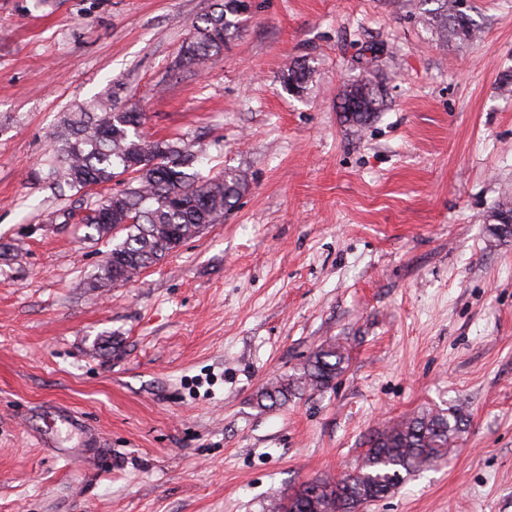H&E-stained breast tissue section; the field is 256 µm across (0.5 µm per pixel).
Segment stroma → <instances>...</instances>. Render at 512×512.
I'll use <instances>...</instances> for the list:
<instances>
[{"mask_svg": "<svg viewBox=\"0 0 512 512\" xmlns=\"http://www.w3.org/2000/svg\"><path fill=\"white\" fill-rule=\"evenodd\" d=\"M215 0H0V512H263L352 470L368 437L462 409L446 456L364 512H512V0H251L204 67ZM309 69L303 93L283 70ZM379 85L361 130L343 87ZM137 107L247 188L125 285L78 218L103 187L45 178L65 115ZM335 385L255 395L323 344ZM241 0H218L216 7L194 24V35L185 48V58L193 64H203L224 50L247 20L241 16ZM462 0H445L444 9L435 15L441 35L448 41L451 39H466L473 37L475 29L466 14L459 9Z\"/></svg>", "mask_w": 512, "mask_h": 512, "instance_id": "35a3bbf8", "label": "stroma"}]
</instances>
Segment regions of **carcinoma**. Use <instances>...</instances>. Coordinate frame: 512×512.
Wrapping results in <instances>:
<instances>
[{"mask_svg": "<svg viewBox=\"0 0 512 512\" xmlns=\"http://www.w3.org/2000/svg\"><path fill=\"white\" fill-rule=\"evenodd\" d=\"M460 0H444L435 15L445 38L470 39L475 29L459 9ZM242 0H217L216 7L194 24L185 58L203 64L224 50L241 29ZM307 70L290 67L282 75L289 91L301 92ZM379 86L367 81L342 89L340 109L344 121L366 126L381 111ZM142 114L134 109L115 110L101 102L95 112L66 117L53 133V159L48 178L58 187L81 191L112 182L124 188L101 197L87 208L81 223L100 240L119 225L122 239L112 245L100 271L86 287L103 290L125 284L143 269L157 264L183 243L194 239L224 218L246 189L243 175L224 171L205 176L201 156L184 139H150L139 131ZM341 346L329 342L309 358L298 373L282 377L256 394L263 409L284 406L308 391L334 386L343 372ZM463 414H420L377 431L367 442L354 470L337 480H314L287 492L266 506V512H360L384 497L408 476L428 469L448 451L450 436L459 431Z\"/></svg>", "mask_w": 512, "mask_h": 512, "instance_id": "cac0c4a2", "label": "carcinoma"}]
</instances>
